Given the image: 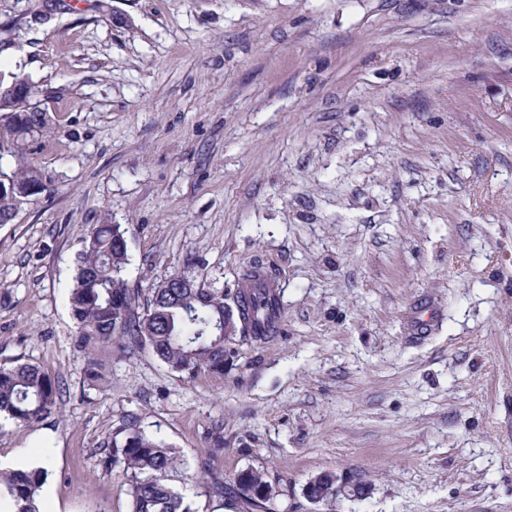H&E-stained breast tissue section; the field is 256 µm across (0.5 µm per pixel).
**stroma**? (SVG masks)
I'll use <instances>...</instances> for the list:
<instances>
[{
	"mask_svg": "<svg viewBox=\"0 0 512 512\" xmlns=\"http://www.w3.org/2000/svg\"><path fill=\"white\" fill-rule=\"evenodd\" d=\"M19 71L48 189L0 226V365L60 411L0 421V464L46 461L43 512H129L130 421L193 512H239L205 486L247 468L265 512L346 471L369 495L321 512H512V0H0ZM102 222L133 284L263 267L276 333L190 381L130 343L92 384L65 296Z\"/></svg>",
	"mask_w": 512,
	"mask_h": 512,
	"instance_id": "35a3bbf8",
	"label": "stroma"
}]
</instances>
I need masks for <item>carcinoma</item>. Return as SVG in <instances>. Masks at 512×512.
I'll use <instances>...</instances> for the list:
<instances>
[{
    "mask_svg": "<svg viewBox=\"0 0 512 512\" xmlns=\"http://www.w3.org/2000/svg\"><path fill=\"white\" fill-rule=\"evenodd\" d=\"M48 126L44 111L29 113L24 121L0 128V161L9 156L15 168L0 174L11 179L0 192V216L15 209L20 193L35 197L46 191L41 170L28 158V143ZM130 263L129 248L119 224H95L84 250L78 255L67 305L76 325L75 346L86 361L87 377L103 384L108 375L98 358L101 348L123 341L147 350L184 379L202 372L224 373L226 350L218 336L224 323V292L206 288H180L172 274L147 289L130 285L123 273ZM233 303L240 308V334L254 340L271 335L281 312L275 294L239 288ZM58 382L41 367L17 363L0 365V413L18 427L46 418L56 411ZM111 465L121 469L122 489L129 512H193L184 497L167 483L178 462L177 452L130 423L112 434ZM49 472L43 467L0 471V501L8 500L13 512H41L40 491ZM249 509H258L274 495L264 475L244 469L229 487L208 485L220 498L224 490Z\"/></svg>",
    "mask_w": 512,
    "mask_h": 512,
    "instance_id": "cac0c4a2",
    "label": "carcinoma"
}]
</instances>
